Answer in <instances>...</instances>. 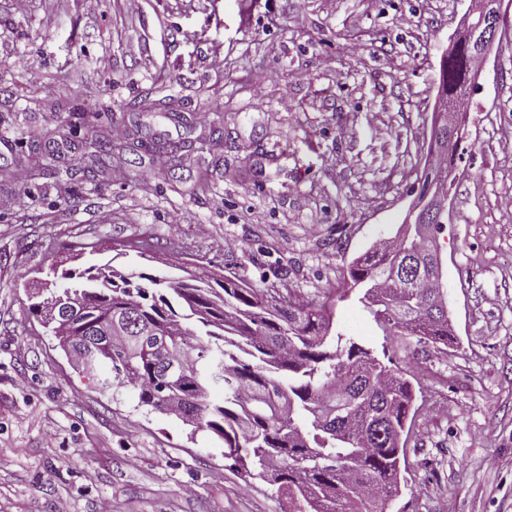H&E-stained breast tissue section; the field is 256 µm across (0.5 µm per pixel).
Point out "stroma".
I'll list each match as a JSON object with an SVG mask.
<instances>
[{"mask_svg":"<svg viewBox=\"0 0 512 512\" xmlns=\"http://www.w3.org/2000/svg\"><path fill=\"white\" fill-rule=\"evenodd\" d=\"M467 7L30 0L19 15L0 0V167L40 159L0 184L17 201L0 211V512H280L283 495L228 470L209 435L80 373L26 284L87 267L71 246L89 241L154 276L184 265L300 299L342 288L343 266L404 218ZM503 12L437 239L447 344L385 329L353 299L334 308L414 389L406 483L385 512H512V0ZM146 97L182 118L139 111ZM99 133L112 156L88 181Z\"/></svg>","mask_w":512,"mask_h":512,"instance_id":"35a3bbf8","label":"stroma"}]
</instances>
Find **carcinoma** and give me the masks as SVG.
I'll use <instances>...</instances> for the list:
<instances>
[{
  "label": "carcinoma",
  "instance_id": "obj_1",
  "mask_svg": "<svg viewBox=\"0 0 512 512\" xmlns=\"http://www.w3.org/2000/svg\"><path fill=\"white\" fill-rule=\"evenodd\" d=\"M479 61L477 47L452 46L437 96L454 98ZM431 179L448 185V169L430 170L412 190L425 194ZM400 252L365 251L346 266V288L311 302L236 275L169 280L91 265L62 273L89 292L73 325L38 279L42 300L29 311L90 380L129 388L138 405L208 433L230 469L287 493L295 512H384L403 479L413 388L393 362L333 329V308L359 290L377 323L448 343V305L432 299L426 279L437 256L412 235ZM129 314L133 328L112 329V341L89 334ZM103 361L108 375L98 378ZM217 386L224 398L212 402Z\"/></svg>",
  "mask_w": 512,
  "mask_h": 512
}]
</instances>
